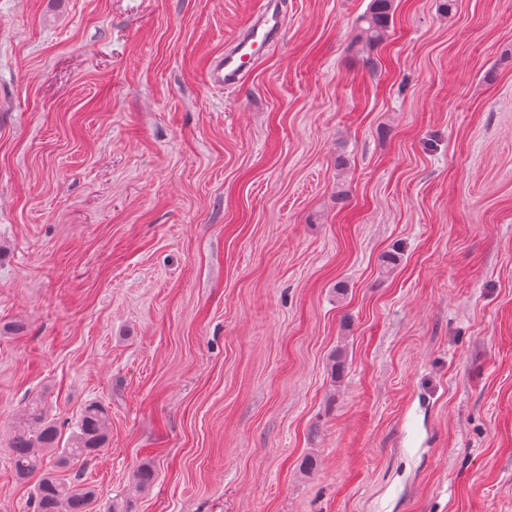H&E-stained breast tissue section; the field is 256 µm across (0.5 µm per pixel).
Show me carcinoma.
Masks as SVG:
<instances>
[{"label":"carcinoma","instance_id":"carcinoma-1","mask_svg":"<svg viewBox=\"0 0 512 512\" xmlns=\"http://www.w3.org/2000/svg\"><path fill=\"white\" fill-rule=\"evenodd\" d=\"M393 14L394 0H370L358 19L356 42L368 48L382 43L390 32ZM106 420L107 409L98 402L89 403L63 444L57 422L39 402L29 403L10 442L9 461L19 479L37 478L33 512H93L95 490L58 478L49 463L65 466L93 459L107 441ZM153 477L150 465L140 466L133 474V491L150 484Z\"/></svg>","mask_w":512,"mask_h":512}]
</instances>
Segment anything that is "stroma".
Here are the masks:
<instances>
[{
    "instance_id": "35a3bbf8",
    "label": "stroma",
    "mask_w": 512,
    "mask_h": 512,
    "mask_svg": "<svg viewBox=\"0 0 512 512\" xmlns=\"http://www.w3.org/2000/svg\"><path fill=\"white\" fill-rule=\"evenodd\" d=\"M0 0V512L39 401L96 512H512V0ZM344 367L332 371V356ZM262 1L261 10L249 22L245 33L208 62L205 78L211 86L224 89L241 86L261 53L281 38L283 25L278 2ZM394 0H371L367 11L358 19L359 34L356 44L366 48L382 43L390 32L394 14ZM364 45L361 50L364 51Z\"/></svg>"
}]
</instances>
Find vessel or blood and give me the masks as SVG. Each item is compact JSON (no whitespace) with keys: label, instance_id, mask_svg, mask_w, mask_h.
Here are the masks:
<instances>
[{"label":"vessel or blood","instance_id":"vessel-or-blood-1","mask_svg":"<svg viewBox=\"0 0 512 512\" xmlns=\"http://www.w3.org/2000/svg\"><path fill=\"white\" fill-rule=\"evenodd\" d=\"M282 34V17L276 0H263L260 11L249 22L245 33L224 53L210 59L205 74L207 82L224 89L241 86L261 53Z\"/></svg>","mask_w":512,"mask_h":512}]
</instances>
